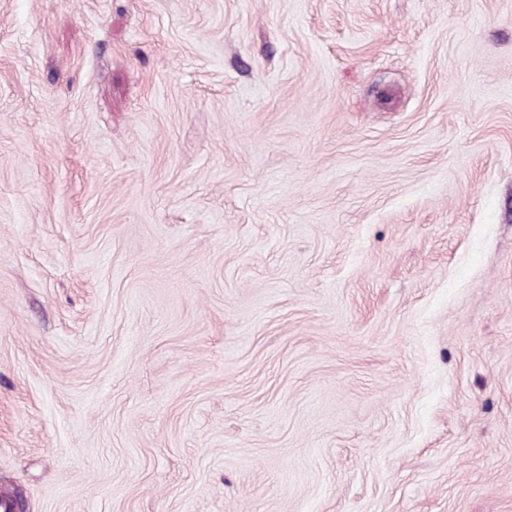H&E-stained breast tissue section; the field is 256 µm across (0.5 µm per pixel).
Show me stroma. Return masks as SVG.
Instances as JSON below:
<instances>
[{
  "instance_id": "stroma-1",
  "label": "stroma",
  "mask_w": 512,
  "mask_h": 512,
  "mask_svg": "<svg viewBox=\"0 0 512 512\" xmlns=\"http://www.w3.org/2000/svg\"><path fill=\"white\" fill-rule=\"evenodd\" d=\"M512 512V0H0V493Z\"/></svg>"
}]
</instances>
